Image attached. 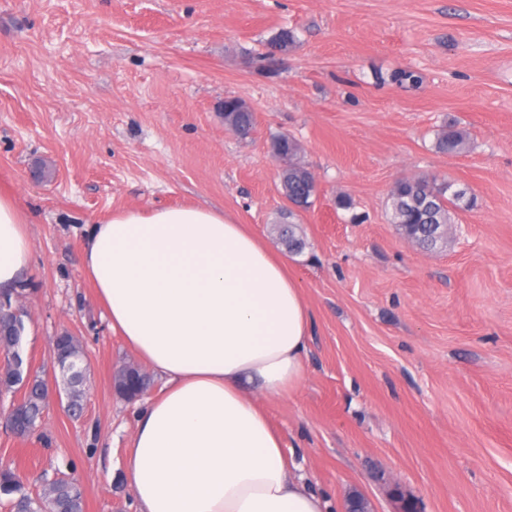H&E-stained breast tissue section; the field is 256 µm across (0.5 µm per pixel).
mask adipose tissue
I'll return each mask as SVG.
<instances>
[{"mask_svg":"<svg viewBox=\"0 0 512 512\" xmlns=\"http://www.w3.org/2000/svg\"><path fill=\"white\" fill-rule=\"evenodd\" d=\"M30 221L0 194V291L30 264ZM83 267L113 332L165 379L123 461L138 512H325L266 410L308 351L287 260L222 211L182 206L91 224Z\"/></svg>","mask_w":512,"mask_h":512,"instance_id":"obj_1","label":"adipose tissue"}]
</instances>
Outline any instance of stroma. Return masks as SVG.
<instances>
[{
    "instance_id": "1",
    "label": "stroma",
    "mask_w": 512,
    "mask_h": 512,
    "mask_svg": "<svg viewBox=\"0 0 512 512\" xmlns=\"http://www.w3.org/2000/svg\"><path fill=\"white\" fill-rule=\"evenodd\" d=\"M283 28L296 44L272 66ZM407 68L419 85L392 82ZM230 96L255 113L249 139L224 125ZM446 122L468 152L434 151ZM278 133L318 185L287 257L312 312L304 377L268 405L290 463L330 512L353 494L512 512V0H0V193L33 217L10 298L38 375L65 330L87 360L82 416L53 402L29 438L0 426V467L135 512L120 465L137 405L113 379L140 358L85 277L86 225L192 204L280 250ZM422 173L474 199L439 251L386 217L393 183Z\"/></svg>"
}]
</instances>
